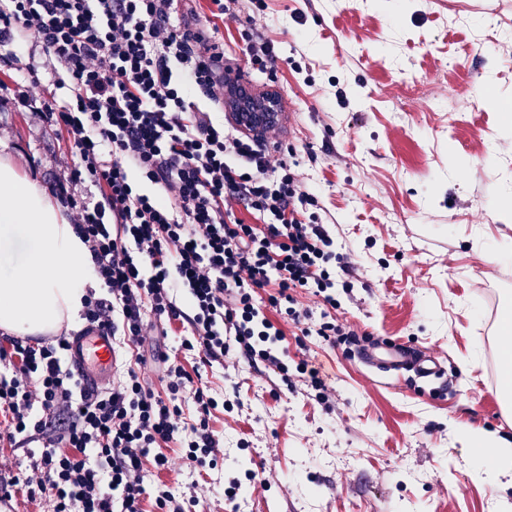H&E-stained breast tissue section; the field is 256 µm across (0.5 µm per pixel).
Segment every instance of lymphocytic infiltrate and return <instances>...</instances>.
<instances>
[{
    "mask_svg": "<svg viewBox=\"0 0 512 512\" xmlns=\"http://www.w3.org/2000/svg\"><path fill=\"white\" fill-rule=\"evenodd\" d=\"M177 4L0 0V41L16 30L31 34L58 65L55 85L71 92L61 109H39L45 123L67 132L84 164L57 186L76 212L73 226L100 284L88 290L83 318L138 351L112 387L89 394L62 362L66 337L37 347L0 338V443L37 447L28 475L0 474V496L20 486L29 500L49 497L52 512H144L147 499L157 512H194L196 490L177 494L146 474L166 469L161 449L176 439L190 465L216 467L211 420L219 402L175 361L164 364L167 396L156 395L145 384L140 347L177 323L187 334L182 350L203 363L233 349L251 368L284 377L288 363L277 349L284 333L255 290L276 286L269 305L296 323V289L336 304L340 258L325 225L301 218L317 200L289 162L292 146L218 127L189 99L190 80L217 100L227 85L224 53ZM134 169L159 194L138 192ZM86 180L97 195L77 194ZM237 205L252 222L234 214ZM179 288L190 310L179 305ZM189 386L188 421L178 394Z\"/></svg>",
    "mask_w": 512,
    "mask_h": 512,
    "instance_id": "lymphocytic-infiltrate-1",
    "label": "lymphocytic infiltrate"
}]
</instances>
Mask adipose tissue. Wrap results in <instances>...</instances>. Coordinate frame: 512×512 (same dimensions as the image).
I'll return each instance as SVG.
<instances>
[{
	"label": "adipose tissue",
	"instance_id": "adipose-tissue-1",
	"mask_svg": "<svg viewBox=\"0 0 512 512\" xmlns=\"http://www.w3.org/2000/svg\"><path fill=\"white\" fill-rule=\"evenodd\" d=\"M95 279L62 207L0 157V330L22 336L75 322Z\"/></svg>",
	"mask_w": 512,
	"mask_h": 512
}]
</instances>
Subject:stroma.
<instances>
[{"instance_id":"stroma-1","label":"stroma","mask_w":512,"mask_h":512,"mask_svg":"<svg viewBox=\"0 0 512 512\" xmlns=\"http://www.w3.org/2000/svg\"><path fill=\"white\" fill-rule=\"evenodd\" d=\"M217 30L224 66L246 68L244 37L273 44L268 72L296 173L314 193L337 253L335 309L297 290L296 308L328 313L362 341L411 342L445 358L442 383L407 386L356 354L266 308L284 333L287 379L249 368L236 351L195 366L178 336L157 354L198 369L224 402L212 428L216 469L185 465L177 443L160 479L196 486L201 512H512V449L497 474L476 468L464 431L512 441L501 406V329L512 309V0H262L224 21L211 0H183ZM51 81L28 33L0 43V92ZM467 100L448 109L449 92ZM45 191L82 168L66 132L0 103V147ZM307 359L325 399L295 366ZM235 499L224 496L230 481Z\"/></svg>"}]
</instances>
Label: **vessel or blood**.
Here are the masks:
<instances>
[{
    "mask_svg": "<svg viewBox=\"0 0 512 512\" xmlns=\"http://www.w3.org/2000/svg\"><path fill=\"white\" fill-rule=\"evenodd\" d=\"M361 359L385 375H410L413 380L431 382L445 373L443 363L415 344L365 350ZM120 353L110 331L81 328L70 340L68 366L82 388L99 390L106 386L120 367Z\"/></svg>",
    "mask_w": 512,
    "mask_h": 512,
    "instance_id": "1",
    "label": "vessel or blood"
}]
</instances>
